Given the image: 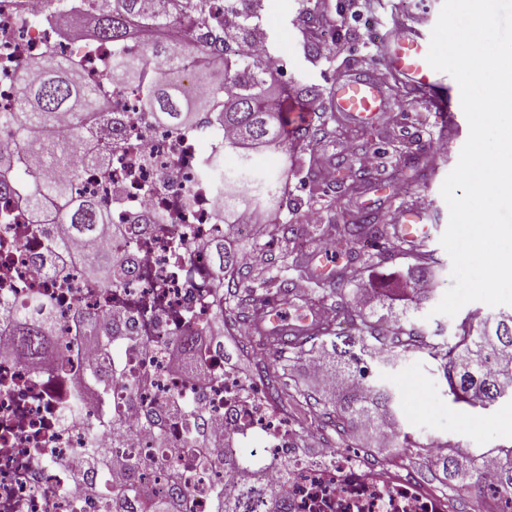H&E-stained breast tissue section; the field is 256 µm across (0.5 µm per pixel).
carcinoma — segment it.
<instances>
[{"mask_svg":"<svg viewBox=\"0 0 512 512\" xmlns=\"http://www.w3.org/2000/svg\"><path fill=\"white\" fill-rule=\"evenodd\" d=\"M87 0H71L73 13L50 14L45 21L55 25L66 36L91 37L115 46L135 39L140 46L137 56L119 63L118 73L109 74L132 89L145 111L153 114L160 127L189 124L197 114L215 115L217 125L231 132L224 150L234 152L244 171L252 157L261 149L282 142L283 113L274 111L280 98L288 95L274 86V66L262 59L246 60L234 53L211 50L212 42L171 39V22L182 18L190 24L205 21L203 9L193 0H160L159 7L147 11L145 0H92V26L82 24L81 10ZM223 65L224 81L215 83V92L186 107L181 99L180 78L192 68L205 73L215 60ZM161 67L166 78L155 81L152 72ZM22 94L15 110L0 115V122L13 130V137L0 143V207L7 210L18 185L27 180L32 163L51 168L70 158L72 148L58 144L52 137L57 115L71 112L80 138L85 142V163H73L68 180L46 179L38 192L28 195L31 223H42V197L51 194L61 202L62 223L70 226L75 237H90L99 227L110 223L108 210L98 200L76 195L70 184L79 178L87 165L96 164L102 154L111 152L94 149L92 129L112 108V101L101 91H88L80 66L48 52L24 63L17 72ZM336 233L342 238L370 236L383 239L389 233L385 224H338ZM212 271L217 283L227 284L230 296L238 298L231 308V324L245 320L244 307L267 302L268 291L277 289L283 296L293 294L288 279L262 280L244 288L238 296L243 274L237 267L236 253L224 247V240L211 246ZM120 258L100 253L84 256L81 264L88 274L104 273L102 282L114 284L123 275ZM439 260L430 251H421L416 262L407 268L410 288H373V303L367 307L350 304L344 310L343 323L353 333L343 331L333 322L317 331L296 330L286 335L261 336L252 341L251 348L272 349L290 361L315 356L323 371L332 379L330 388L338 389L335 398L313 397L322 406V416L338 428L348 427L371 436L388 427L394 419V397L380 385H362L356 389L354 380L364 378L363 364L377 360L392 366L410 354L426 351L438 361L447 386V394L455 404L486 408L499 399L512 396V314L487 316L474 323L464 318L448 340L427 336L412 320L414 311L429 302L432 289L419 288L432 279ZM40 314L34 317L19 306L13 310L14 343L23 355L38 354L60 344L62 337L55 333V322L48 306L39 305ZM127 385L130 380L119 372L109 381L97 385L104 399H113V387ZM105 422L117 436L113 448L129 447L122 435L125 424L117 409L106 416ZM205 435L198 426L186 428L181 447L172 450L168 438L156 435V451L163 465L171 468L173 479L166 496H156L142 482L137 472L136 458L129 459L126 485L102 489V512H192L190 485L208 477L219 465L201 451ZM395 448H435L440 444L411 439L404 433H394ZM502 463L497 470V494L512 500V446L495 449ZM441 478L448 484H458L479 475L478 457L457 456L451 446L434 456ZM288 473L278 481L254 479L227 490L213 485L214 512H288Z\"/></svg>","mask_w":512,"mask_h":512,"instance_id":"carcinoma-1","label":"carcinoma"}]
</instances>
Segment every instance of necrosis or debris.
Returning <instances> with one entry per match:
<instances>
[{
	"label": "necrosis or debris",
	"mask_w": 512,
	"mask_h": 512,
	"mask_svg": "<svg viewBox=\"0 0 512 512\" xmlns=\"http://www.w3.org/2000/svg\"><path fill=\"white\" fill-rule=\"evenodd\" d=\"M47 9V0H0V112L18 98L19 65L46 50L78 59L94 91L112 64L140 50L58 39L42 22ZM112 117L98 133L112 150L111 173L89 168L73 184L76 194L111 206V224L95 238L68 241L48 198L49 224L31 223L18 205L0 225V512H101L86 447L93 437L111 443L112 433L98 424L105 405L84 367L98 353L85 335L105 303L110 362L135 379L121 412L139 450V474L154 493H166L169 478L154 464L147 419L155 417L180 446L187 420L171 407L180 396L198 407L210 459L219 463L225 449L239 450V480L255 468L271 478L287 473L289 512H452L447 492L392 464L330 448L304 455L286 409L262 389L260 374L243 371V358L224 359L210 345L175 353L173 338L205 335L219 311L208 247L224 236V180L212 165L224 160L226 134L158 127L118 83ZM89 252L121 257L124 280L105 288L83 274L80 260ZM38 256L67 263V281L39 271ZM34 297L52 308L61 336L73 342L69 356L24 359L14 351L8 311Z\"/></svg>",
	"instance_id": "4bbe7bcc"
}]
</instances>
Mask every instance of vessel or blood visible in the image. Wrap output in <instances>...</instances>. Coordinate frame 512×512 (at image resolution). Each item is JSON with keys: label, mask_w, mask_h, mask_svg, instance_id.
I'll return each instance as SVG.
<instances>
[{"label": "vessel or blood", "mask_w": 512, "mask_h": 512, "mask_svg": "<svg viewBox=\"0 0 512 512\" xmlns=\"http://www.w3.org/2000/svg\"><path fill=\"white\" fill-rule=\"evenodd\" d=\"M431 33L427 22L394 34L391 41L381 46L385 67L392 73L411 80L418 90L433 103L443 116H453L458 110V99L445 83V75L434 70L426 61ZM385 94L378 82L349 80L336 89V109L357 125H371L382 112ZM432 219L430 211L404 209L397 222L403 238L415 241L426 237L427 225Z\"/></svg>", "instance_id": "1"}]
</instances>
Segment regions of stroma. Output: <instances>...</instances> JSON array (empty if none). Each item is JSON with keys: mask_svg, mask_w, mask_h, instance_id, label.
Here are the masks:
<instances>
[{"mask_svg": "<svg viewBox=\"0 0 512 512\" xmlns=\"http://www.w3.org/2000/svg\"><path fill=\"white\" fill-rule=\"evenodd\" d=\"M346 0H329L328 14L313 10L309 0H235L239 13L266 34L267 56L276 67L279 87L301 90L300 106L310 113L306 137L289 140L283 151H263L254 158L256 175L287 182L285 194L262 206L264 221L250 225L247 235L227 228L226 235L239 250L255 249L264 255L261 266L245 269L246 279L258 281L286 271L290 280L315 276L327 250L322 241L326 226L357 224L363 216L391 224L398 210L423 201L425 207L448 214L441 186L456 166L469 136L464 112H456V127L445 125L440 112L405 78L386 74V104L375 125L345 122L335 107L338 83L354 65L368 62L371 70L385 72L380 44L388 34L380 26L369 31L363 21L343 16ZM380 151L382 165L359 168L356 158L365 151ZM336 168L334 182L319 173L320 157ZM288 228L278 235L276 225ZM446 222L430 225L421 246L400 243L395 255L383 263L368 257L358 241L338 242L339 268L345 273L339 287L343 297L376 285L400 282L417 249L436 251L443 260L435 273V299L452 286V262L440 244ZM307 360L288 362L266 352L261 363L267 374L280 377L276 397L288 407L299 438L311 448H334L375 463H409L421 480L434 482L433 457L425 451L407 458L401 448H388L352 432L337 433L326 425L320 408L309 400L316 386L308 375ZM370 382L386 386L395 396L397 422L418 440L434 439L455 447L462 455L478 454L512 445V428L499 426L512 417V398L492 406L470 408L452 404L437 361L417 352L395 365H374Z\"/></svg>", "mask_w": 512, "mask_h": 512, "instance_id": "35a3bbf8", "label": "stroma"}]
</instances>
